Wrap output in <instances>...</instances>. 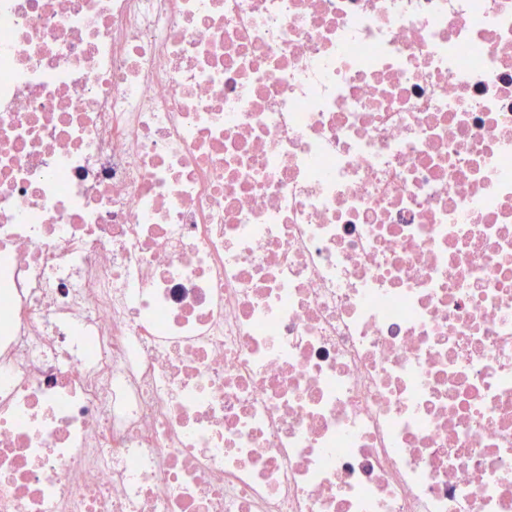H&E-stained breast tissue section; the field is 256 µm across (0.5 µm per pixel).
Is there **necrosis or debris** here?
<instances>
[{
	"label": "necrosis or debris",
	"mask_w": 512,
	"mask_h": 512,
	"mask_svg": "<svg viewBox=\"0 0 512 512\" xmlns=\"http://www.w3.org/2000/svg\"><path fill=\"white\" fill-rule=\"evenodd\" d=\"M0 512H512V0H0Z\"/></svg>",
	"instance_id": "necrosis-or-debris-1"
}]
</instances>
